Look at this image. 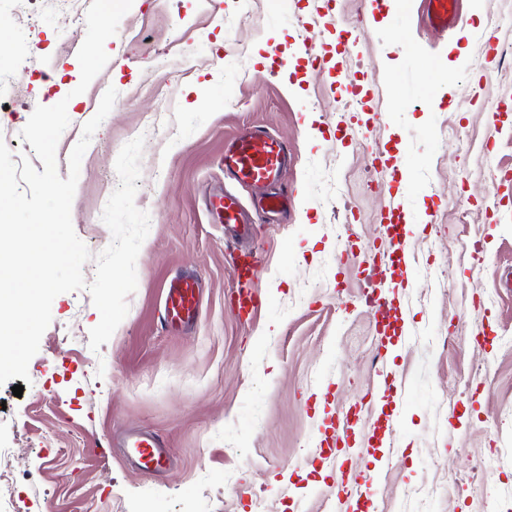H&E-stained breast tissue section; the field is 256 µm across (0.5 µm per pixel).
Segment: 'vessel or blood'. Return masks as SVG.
Returning a JSON list of instances; mask_svg holds the SVG:
<instances>
[{"label":"vessel or blood","mask_w":512,"mask_h":512,"mask_svg":"<svg viewBox=\"0 0 512 512\" xmlns=\"http://www.w3.org/2000/svg\"><path fill=\"white\" fill-rule=\"evenodd\" d=\"M460 0H397L396 7L401 13H419L430 26H447L448 19L457 15ZM290 151L286 143L270 135L262 128H254L240 134L224 146L221 162L224 172L234 181L268 188L269 193L261 204L262 211L287 214L292 202L287 192L277 190L276 185L285 167ZM208 211L214 223L225 229L239 231L251 223V216L238 200L231 195L213 196ZM255 259L246 256L237 268L238 291L235 298L239 312L247 314L255 307V299L250 289ZM199 307V287L195 277L190 275L173 278L166 290L164 299L165 321L186 325L197 316ZM320 445L337 447L349 454L357 455L362 444L357 437L342 430L333 435H324ZM124 447L141 469L153 473L163 472L168 454L163 440L152 433L136 431L128 433ZM365 475L356 471L341 472L336 491L337 512H352L354 500L351 488L364 480Z\"/></svg>","instance_id":"1"}]
</instances>
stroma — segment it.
I'll return each mask as SVG.
<instances>
[{
  "label": "stroma",
  "mask_w": 512,
  "mask_h": 512,
  "mask_svg": "<svg viewBox=\"0 0 512 512\" xmlns=\"http://www.w3.org/2000/svg\"><path fill=\"white\" fill-rule=\"evenodd\" d=\"M290 2L279 13L245 0L240 14L234 0H133L79 95L84 17L34 0L22 26L14 0H0V140L32 155L20 132L34 108L69 99L56 149L67 177L83 125L115 88L81 162L73 227L92 253L109 245L115 161L140 135L135 204L150 216L137 289L109 341L89 346L100 313L87 290L60 294L30 384L19 397L0 386L13 479L0 512H331L336 467L316 443L325 419L352 405L365 449L347 465L373 475L362 512H512V181L490 177L512 172V24L486 23L512 17V0H462L442 30L384 4L363 24L364 0H329L333 33L317 0ZM490 34L501 59L473 69ZM301 44L294 69L265 67ZM337 56L355 93L331 87ZM365 105L368 126L341 124ZM254 126L292 152L280 186L293 210L236 245L205 201L228 184L225 140ZM377 146L388 166L374 164ZM393 200L415 264L395 273L399 335L387 347L362 271L390 254L380 219ZM240 251L257 259L248 316L234 301ZM179 275L199 282L189 327L161 321ZM385 370L397 383L382 395ZM125 428L163 439V473L111 446Z\"/></svg>",
  "instance_id": "1"
}]
</instances>
